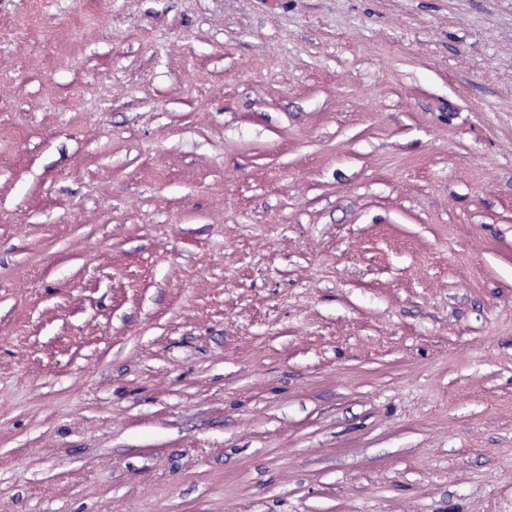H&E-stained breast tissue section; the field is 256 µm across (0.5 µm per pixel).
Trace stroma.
I'll use <instances>...</instances> for the list:
<instances>
[{"mask_svg":"<svg viewBox=\"0 0 512 512\" xmlns=\"http://www.w3.org/2000/svg\"><path fill=\"white\" fill-rule=\"evenodd\" d=\"M0 512H512V0H0Z\"/></svg>","mask_w":512,"mask_h":512,"instance_id":"stroma-1","label":"stroma"}]
</instances>
